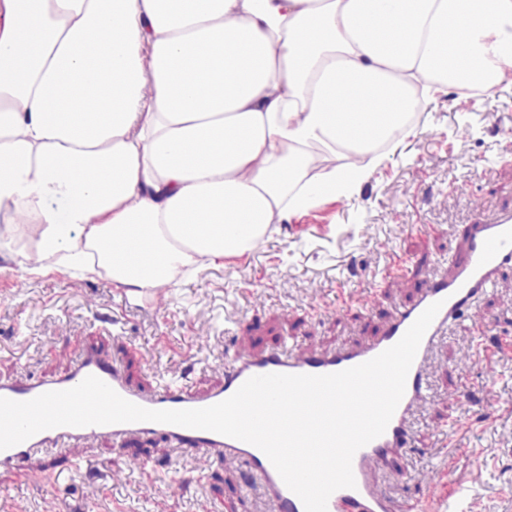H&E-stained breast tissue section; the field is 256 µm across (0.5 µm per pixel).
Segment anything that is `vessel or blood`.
I'll return each instance as SVG.
<instances>
[{"instance_id":"1","label":"vessel or blood","mask_w":512,"mask_h":512,"mask_svg":"<svg viewBox=\"0 0 512 512\" xmlns=\"http://www.w3.org/2000/svg\"><path fill=\"white\" fill-rule=\"evenodd\" d=\"M512 265V212L493 219L465 225L456 234L455 251L448 275L432 280L418 299L397 310L383 332L371 339L330 352L295 347L287 351L266 350L238 353L224 368V382L199 394L188 385L160 383L145 392L133 387L120 368L98 349L83 350L67 372L41 379L0 378V397L27 401L48 391L67 390L93 375L107 383L125 399L148 409H195L219 403L250 377L266 374L336 373L364 363L396 344L419 315L431 304L441 308L427 329L408 372L406 387L385 432L361 449L352 462L355 488L335 491L327 512H424L418 499L400 497L382 483L388 472L401 471L409 444L410 415L426 399L425 374L429 354L450 322L475 309L478 298L499 284V270ZM92 435L110 436L113 443L137 435H158L177 448L205 451L210 459L244 465L259 478L270 512H304L299 497L282 481L268 457L255 446L212 431L156 422H131L85 427L62 426L41 431L11 448L0 450V470L15 472L18 482L34 476L26 462L42 448L76 442Z\"/></svg>"}]
</instances>
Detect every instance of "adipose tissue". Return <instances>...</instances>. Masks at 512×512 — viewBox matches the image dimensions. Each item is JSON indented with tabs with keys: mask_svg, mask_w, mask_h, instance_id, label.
Wrapping results in <instances>:
<instances>
[{
	"mask_svg": "<svg viewBox=\"0 0 512 512\" xmlns=\"http://www.w3.org/2000/svg\"><path fill=\"white\" fill-rule=\"evenodd\" d=\"M508 80L512 0H0V272L139 298L352 190L415 88Z\"/></svg>",
	"mask_w": 512,
	"mask_h": 512,
	"instance_id": "obj_1",
	"label": "adipose tissue"
}]
</instances>
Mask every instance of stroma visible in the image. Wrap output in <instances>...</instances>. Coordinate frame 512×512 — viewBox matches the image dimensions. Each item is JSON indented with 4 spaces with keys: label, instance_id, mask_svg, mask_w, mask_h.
<instances>
[{
    "label": "stroma",
    "instance_id": "1",
    "mask_svg": "<svg viewBox=\"0 0 512 512\" xmlns=\"http://www.w3.org/2000/svg\"><path fill=\"white\" fill-rule=\"evenodd\" d=\"M508 208L512 83L484 99L454 90L427 97L412 133L393 140L349 194L271 225L257 249L202 264L158 295L132 300L110 280L57 270L0 273V376L61 374L87 341L141 388L186 375L205 390L240 346L334 350L367 340L447 272L455 232ZM414 224L428 233H412ZM398 261L406 277L397 282L389 271ZM502 280L438 338L404 468L382 478L416 498L428 497L431 483H460L455 503L433 500L432 512H512V267ZM372 288L377 301L364 306ZM454 422L452 466L444 443ZM37 458L56 463L43 481L22 485L0 473V512H222L228 500L238 512H269L257 478L160 437L117 449L104 438L50 446ZM137 459L153 468L152 480Z\"/></svg>",
    "mask_w": 512,
    "mask_h": 512
}]
</instances>
